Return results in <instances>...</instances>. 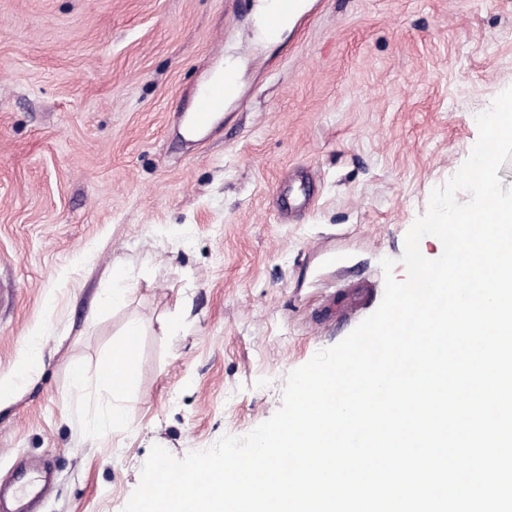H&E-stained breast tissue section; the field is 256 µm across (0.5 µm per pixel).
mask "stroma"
<instances>
[{"mask_svg":"<svg viewBox=\"0 0 512 512\" xmlns=\"http://www.w3.org/2000/svg\"><path fill=\"white\" fill-rule=\"evenodd\" d=\"M258 3L0 0V381L44 341L0 394V476L48 467L42 512H123L153 445L181 458L269 419L378 308L381 260L512 86V0H307L279 45ZM227 62L240 102L186 138ZM116 270L134 291L114 309ZM132 318L117 396L97 373ZM109 405L124 419L89 427ZM31 336L26 355L21 361L13 379L8 382L6 388H2L3 390L15 392L22 389L29 383L32 374L37 370L42 357L39 337L41 334L35 333Z\"/></svg>","mask_w":512,"mask_h":512,"instance_id":"obj_1","label":"stroma"}]
</instances>
